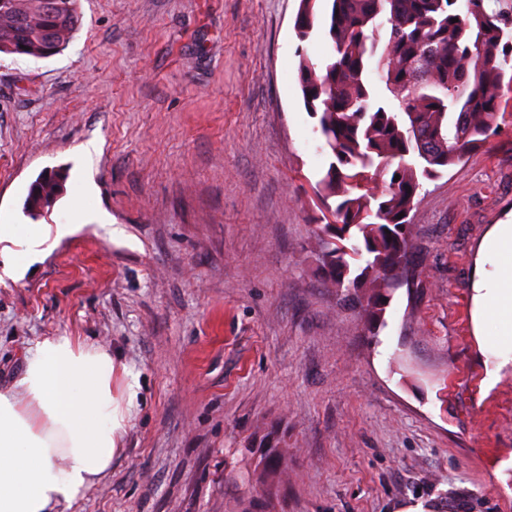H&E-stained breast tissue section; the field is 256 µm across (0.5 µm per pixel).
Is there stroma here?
<instances>
[{"label": "stroma", "instance_id": "1", "mask_svg": "<svg viewBox=\"0 0 512 512\" xmlns=\"http://www.w3.org/2000/svg\"><path fill=\"white\" fill-rule=\"evenodd\" d=\"M80 6L60 54L0 55V224L27 223L43 170L66 175L30 268L0 283V389L61 335L139 381L121 454L68 512H231L244 443L271 433V512H512V370L482 392L469 304L512 212V89L488 144L425 182L415 276L373 335L316 272L328 156L297 74L328 44L298 40L299 0ZM264 445L265 448H274L275 450L274 455L271 458L263 461V473L266 479H270V486H272L274 479L278 478V475L284 470L286 460L283 452L279 449L278 441L274 438L268 439Z\"/></svg>", "mask_w": 512, "mask_h": 512}]
</instances>
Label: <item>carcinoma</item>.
<instances>
[{
  "label": "carcinoma",
  "mask_w": 512,
  "mask_h": 512,
  "mask_svg": "<svg viewBox=\"0 0 512 512\" xmlns=\"http://www.w3.org/2000/svg\"><path fill=\"white\" fill-rule=\"evenodd\" d=\"M54 4L0 0V55L64 50L81 25L79 0ZM318 28L329 53L320 62L302 53L298 67L304 107L330 156L317 182L326 209L319 253L330 261L318 272L328 288L353 287L349 297L374 329L393 283L415 266L407 214L423 180L481 149L496 128L501 91L512 85V14L485 0H300L298 39ZM374 77L386 91L379 99ZM64 181L59 171L40 174L25 215L38 220ZM265 447L274 449L263 470L273 480L286 460L275 439Z\"/></svg>",
  "instance_id": "obj_1"
}]
</instances>
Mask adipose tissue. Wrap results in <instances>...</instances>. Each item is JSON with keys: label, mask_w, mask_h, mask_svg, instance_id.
<instances>
[{"label": "adipose tissue", "mask_w": 512, "mask_h": 512, "mask_svg": "<svg viewBox=\"0 0 512 512\" xmlns=\"http://www.w3.org/2000/svg\"><path fill=\"white\" fill-rule=\"evenodd\" d=\"M470 292L474 337L496 359L488 390L512 368V218L480 243ZM136 387L106 350L75 336L38 340L15 387L0 391V512H57L105 476Z\"/></svg>", "instance_id": "ef3b65f1"}]
</instances>
